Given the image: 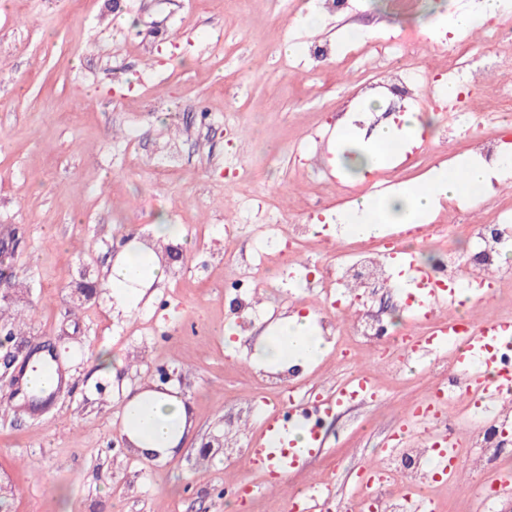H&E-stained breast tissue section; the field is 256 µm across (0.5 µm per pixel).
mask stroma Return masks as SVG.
<instances>
[{"label": "stroma", "mask_w": 512, "mask_h": 512, "mask_svg": "<svg viewBox=\"0 0 512 512\" xmlns=\"http://www.w3.org/2000/svg\"><path fill=\"white\" fill-rule=\"evenodd\" d=\"M475 0H10L0 9V241L13 255L18 299L0 310V512H283L289 494L318 481L334 501L354 503L358 474L383 460L408 409L429 394L442 351L415 362L370 347L330 342L324 358L287 380L288 388L326 395L357 371L373 380L375 396L341 404L325 418L324 448L307 471L284 483L250 469L245 452L257 431L252 380L255 346L295 313L319 312L318 287L293 270L334 262L357 237L336 215L345 189L394 188L402 154L353 181L336 166V128L363 97L389 85L400 68L414 79L447 81V36L471 53L478 83L476 111L512 124L493 90L506 78L497 56L512 42L486 49L488 28L470 33L430 30ZM326 18L316 29L299 21L308 5ZM352 28L371 38H347ZM299 54L285 50L287 43ZM412 46L401 56L398 45ZM330 50L314 58V46ZM448 97L419 99L414 111L431 118L416 151L410 181L466 155L457 141ZM483 222L512 208V184H494L479 205L440 198L429 225ZM320 225L332 240L286 249L292 219ZM176 225L179 259H163V280L143 287L128 309L107 285L112 255L125 238L152 242L158 222ZM238 225L232 242L224 228ZM279 235L266 256L271 281L249 296L251 325L235 354L224 333L237 327L238 306L226 283L254 259V227ZM88 278L96 294L79 301L71 288ZM494 289L478 317L512 311V250L497 267ZM53 356L66 374L48 401L18 393L14 379L34 349ZM106 352L116 375L97 362ZM167 387L188 405L189 427L178 451L144 464L123 447L122 408L147 385ZM512 475V454L495 471L466 470L461 483L425 485L438 512H512V495L494 504L474 496L479 482ZM252 495L228 499V486Z\"/></svg>", "instance_id": "stroma-1"}]
</instances>
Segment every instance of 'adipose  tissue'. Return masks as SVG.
Masks as SVG:
<instances>
[{"label": "adipose tissue", "mask_w": 512, "mask_h": 512, "mask_svg": "<svg viewBox=\"0 0 512 512\" xmlns=\"http://www.w3.org/2000/svg\"><path fill=\"white\" fill-rule=\"evenodd\" d=\"M430 122L421 113H406L400 125L380 123L369 136L362 138L350 125H340L336 139L348 143L347 160L354 177L361 178L373 169L383 167L390 149L400 142L399 131L421 137ZM512 179V155L501 154L495 167L489 168L468 158H458L449 169L435 171L426 180L408 183L390 194L366 195L340 215L339 221L358 237L383 235L394 224L409 230L422 224L443 194L470 201L482 197L490 182ZM165 268L155 250L133 245L114 261L108 276L112 295L117 302H132L138 289L163 279ZM328 349L320 336L314 315L293 314L282 319L264 336L256 349L257 359L269 367L309 365L320 360ZM188 425V409L176 395L145 389L124 406L122 433L136 446L143 459L172 456Z\"/></svg>", "instance_id": "adipose-tissue-1"}]
</instances>
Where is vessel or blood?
Instances as JSON below:
<instances>
[{"label":"vessel or blood","instance_id":"1","mask_svg":"<svg viewBox=\"0 0 512 512\" xmlns=\"http://www.w3.org/2000/svg\"><path fill=\"white\" fill-rule=\"evenodd\" d=\"M423 296L426 300L424 316L432 323V333L428 336L411 334L407 342L408 354L417 356L433 348L449 349L452 364L465 381L461 398H476L494 408L498 415H512V367L503 366L492 353L494 347L512 344V325L492 317L454 316L441 319L437 313L453 307L456 301L454 293L427 288ZM373 389L367 373L358 372L337 389L335 401L290 400L287 410L272 412L264 418L248 452L249 466L276 478L306 470L309 460L322 448L321 435L313 428V414L330 412L335 403L372 394ZM444 403L441 392L432 390L428 398L410 409L405 422L409 425L416 422L423 424L426 441L441 443L442 448L435 462V476L458 481L462 478L463 469L460 464L453 462L452 457L464 429L460 426L450 432L436 429L435 423L441 417ZM294 423L310 430V442L305 451L296 452L286 446L290 426ZM384 480V468L379 464L365 469L360 478L366 491L364 501L374 504L377 512H383L385 504L376 500L374 492Z\"/></svg>","mask_w":512,"mask_h":512}]
</instances>
